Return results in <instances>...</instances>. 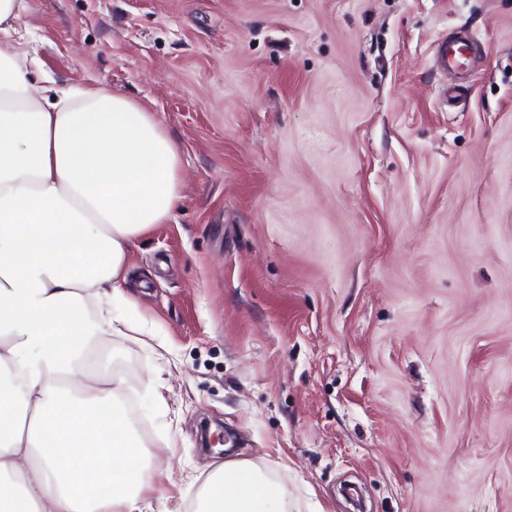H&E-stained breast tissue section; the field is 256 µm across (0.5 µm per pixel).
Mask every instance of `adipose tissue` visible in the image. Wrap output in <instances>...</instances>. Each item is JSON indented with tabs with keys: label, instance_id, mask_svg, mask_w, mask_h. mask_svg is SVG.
I'll return each mask as SVG.
<instances>
[{
	"label": "adipose tissue",
	"instance_id": "obj_1",
	"mask_svg": "<svg viewBox=\"0 0 512 512\" xmlns=\"http://www.w3.org/2000/svg\"><path fill=\"white\" fill-rule=\"evenodd\" d=\"M0 0V512H149L160 480L123 407V381L85 377L116 314L128 253L181 197L180 150L151 112L106 89L30 77ZM196 512H288L251 461L211 473Z\"/></svg>",
	"mask_w": 512,
	"mask_h": 512
}]
</instances>
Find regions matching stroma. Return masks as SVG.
Masks as SVG:
<instances>
[{"label": "stroma", "mask_w": 512, "mask_h": 512, "mask_svg": "<svg viewBox=\"0 0 512 512\" xmlns=\"http://www.w3.org/2000/svg\"><path fill=\"white\" fill-rule=\"evenodd\" d=\"M31 5L34 83L97 82L181 151L134 332L97 348L156 512L229 457L289 512H512V0ZM459 32L479 60L453 78Z\"/></svg>", "instance_id": "stroma-1"}]
</instances>
